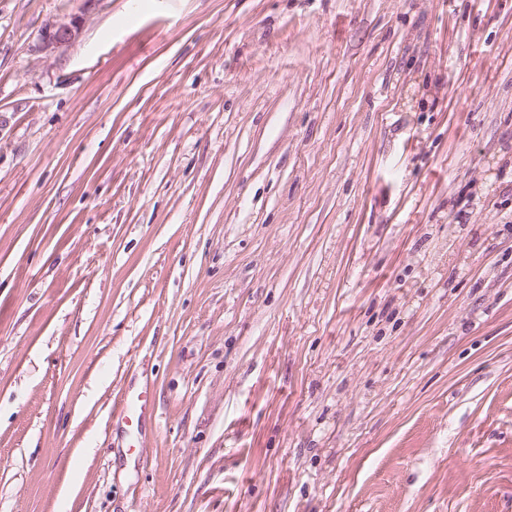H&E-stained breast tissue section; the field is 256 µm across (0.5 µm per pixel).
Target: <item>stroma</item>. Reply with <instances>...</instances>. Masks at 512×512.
<instances>
[{
  "instance_id": "1",
  "label": "stroma",
  "mask_w": 512,
  "mask_h": 512,
  "mask_svg": "<svg viewBox=\"0 0 512 512\" xmlns=\"http://www.w3.org/2000/svg\"><path fill=\"white\" fill-rule=\"evenodd\" d=\"M0 512H512V0H0ZM80 24L76 17L68 21H59L49 25L42 31L39 49L51 52L55 49L70 45L78 36ZM152 413V404L147 390H140L125 397L120 408L119 419L137 428Z\"/></svg>"
}]
</instances>
